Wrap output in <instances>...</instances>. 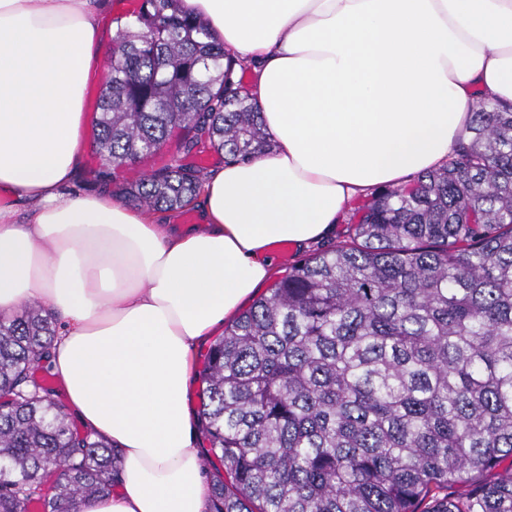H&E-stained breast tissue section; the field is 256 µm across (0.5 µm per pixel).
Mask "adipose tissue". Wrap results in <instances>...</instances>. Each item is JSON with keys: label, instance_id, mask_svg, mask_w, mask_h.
Listing matches in <instances>:
<instances>
[{"label": "adipose tissue", "instance_id": "ef3b65f1", "mask_svg": "<svg viewBox=\"0 0 512 512\" xmlns=\"http://www.w3.org/2000/svg\"><path fill=\"white\" fill-rule=\"evenodd\" d=\"M224 44L275 147L207 178L202 225L82 169L102 0H0V316L64 319L51 353L67 408L112 442L110 493L77 512H208L187 406L198 345L272 276L273 249L330 235L355 197L441 166L477 98L512 102V0H183Z\"/></svg>", "mask_w": 512, "mask_h": 512}]
</instances>
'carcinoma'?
I'll return each mask as SVG.
<instances>
[{
	"instance_id": "1",
	"label": "carcinoma",
	"mask_w": 512,
	"mask_h": 512,
	"mask_svg": "<svg viewBox=\"0 0 512 512\" xmlns=\"http://www.w3.org/2000/svg\"><path fill=\"white\" fill-rule=\"evenodd\" d=\"M176 2L141 0L113 38L104 182L176 130L187 154L201 134L229 160L272 147L224 45ZM467 132L210 345L197 414L210 512H512V105L479 99ZM204 181L169 164L126 197L182 212ZM56 335L38 305L0 316V512H76L112 487V445L35 379Z\"/></svg>"
}]
</instances>
